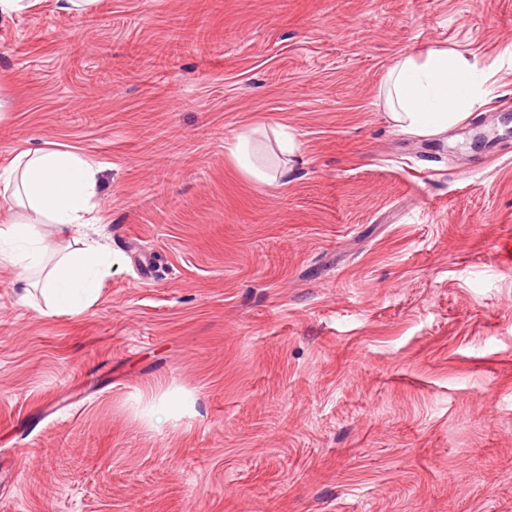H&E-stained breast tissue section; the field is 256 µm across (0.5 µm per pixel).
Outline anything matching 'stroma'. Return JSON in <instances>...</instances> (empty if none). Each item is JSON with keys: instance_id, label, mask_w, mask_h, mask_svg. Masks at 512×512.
Wrapping results in <instances>:
<instances>
[{"instance_id": "obj_1", "label": "stroma", "mask_w": 512, "mask_h": 512, "mask_svg": "<svg viewBox=\"0 0 512 512\" xmlns=\"http://www.w3.org/2000/svg\"><path fill=\"white\" fill-rule=\"evenodd\" d=\"M423 46L490 102L418 140L379 85ZM0 97V167L88 158L112 251L76 316L0 267V512H512V0H39ZM282 125L276 128L249 126L238 133L225 147L228 159L245 175L257 183L267 184L275 177L269 172L271 167L261 156V144L271 136L280 149L288 146V155L295 156L299 147L290 131Z\"/></svg>"}]
</instances>
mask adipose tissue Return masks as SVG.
<instances>
[{"label": "adipose tissue", "mask_w": 512, "mask_h": 512, "mask_svg": "<svg viewBox=\"0 0 512 512\" xmlns=\"http://www.w3.org/2000/svg\"><path fill=\"white\" fill-rule=\"evenodd\" d=\"M382 94L387 117L403 134L430 138L469 119L483 103L480 77L463 52L433 46L400 56L389 70ZM274 140L289 155L299 151L284 126H250L225 147L228 159L245 175L270 183V168L261 156L264 140ZM97 170L88 159L48 146L19 151L0 169V205L15 209L8 229H0V265L36 276L43 313L79 314L91 307L100 292L112 255L99 242L63 252L52 238L67 239L97 223L92 205Z\"/></svg>", "instance_id": "1"}]
</instances>
